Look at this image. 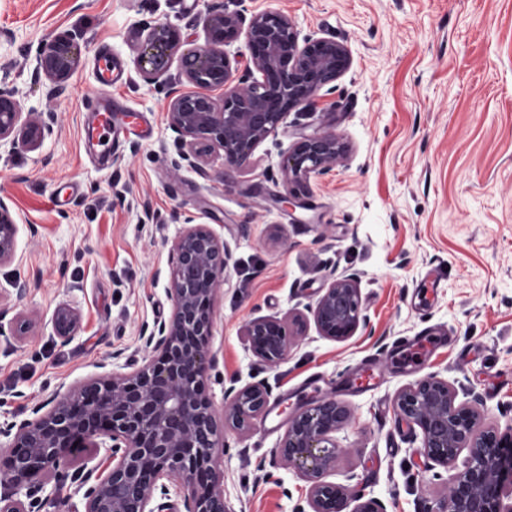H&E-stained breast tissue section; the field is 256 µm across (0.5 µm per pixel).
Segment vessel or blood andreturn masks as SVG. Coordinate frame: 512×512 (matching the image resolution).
<instances>
[{
    "instance_id": "1",
    "label": "vessel or blood",
    "mask_w": 512,
    "mask_h": 512,
    "mask_svg": "<svg viewBox=\"0 0 512 512\" xmlns=\"http://www.w3.org/2000/svg\"><path fill=\"white\" fill-rule=\"evenodd\" d=\"M96 78L103 87L102 92L88 98L83 107L90 114L86 137L99 159L111 157L114 144L130 129L125 120V110L119 99L111 95L112 87L122 79L119 65L110 52L99 51L95 59Z\"/></svg>"
}]
</instances>
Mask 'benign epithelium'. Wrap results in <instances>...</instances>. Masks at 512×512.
Segmentation results:
<instances>
[{"mask_svg": "<svg viewBox=\"0 0 512 512\" xmlns=\"http://www.w3.org/2000/svg\"><path fill=\"white\" fill-rule=\"evenodd\" d=\"M206 43L180 57L177 82L166 104L168 124L180 135L184 160L200 167L219 150L227 165L244 163L269 137L287 128L289 113L314 105L318 92L351 66L348 48L333 38H300L290 17L259 11L210 12ZM245 39L253 69L237 75L229 51ZM180 43L172 25L158 22L135 32L137 69L148 82L165 75ZM79 60L68 36L47 42L37 57V72L60 95ZM22 118L16 92L0 84V146L34 148L49 121ZM349 151L334 129L303 138L281 165L287 183L307 188L312 175L336 168ZM18 225L0 200V265L14 260ZM170 317L144 328L142 363L91 377L59 391L34 417L0 422V438L10 453L0 461V512H37L44 503L40 486L29 479L67 463L74 447L91 448L97 465L80 469L71 483L85 489L84 512H171L170 487L183 495L184 512H229L224 501V470L218 450L224 431H244L268 404L271 386L261 380L224 390V412L202 396V385L217 363L207 341L213 336L214 301L231 258L229 244L207 224H191L171 244ZM320 335L347 339L368 327L355 274L333 280L311 309ZM77 314L69 307L55 314L57 335L69 339ZM244 343L256 364L273 368L287 354L284 322L257 317L244 328ZM458 390L435 373L403 386L395 395L397 420L422 435L430 466L446 468L467 452L464 470L448 484L434 512H512V423L505 430L482 425L478 399L458 400ZM342 403L324 397L288 418L276 456L292 466L307 486L310 512H384L374 498L351 496L346 486L328 480L340 447L336 433L349 423ZM356 506H351L352 502Z\"/></svg>", "mask_w": 512, "mask_h": 512, "instance_id": "1", "label": "benign epithelium"}]
</instances>
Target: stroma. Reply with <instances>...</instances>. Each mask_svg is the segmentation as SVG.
I'll return each instance as SVG.
<instances>
[{
  "label": "stroma",
  "mask_w": 512,
  "mask_h": 512,
  "mask_svg": "<svg viewBox=\"0 0 512 512\" xmlns=\"http://www.w3.org/2000/svg\"><path fill=\"white\" fill-rule=\"evenodd\" d=\"M239 8L279 11L301 36L335 38L351 67L244 165L216 152L204 170H172L170 83L144 81L132 35L167 22L185 51L204 43L206 11ZM58 35L81 52L52 101L36 65ZM100 48L124 69L115 96L147 127L105 165L87 146L82 110L99 90ZM0 82L24 115H58L37 148H0V201L19 226L16 258L0 266V308L13 323L0 335L1 420L30 418L102 363L140 361L141 327L173 310L170 247L191 218L232 250L211 339L219 364L203 393L220 409L229 378L259 374L272 386L269 413L224 434L230 512L306 507V483L275 449L289 414L326 395L352 412L331 481L385 512H429L454 475L428 468L419 431L397 423L401 387L435 373L472 390L486 424L512 421V0H0ZM330 125L347 156L311 177L304 206H283V154ZM350 273L370 326L322 336L311 310ZM18 276L30 283L22 299L10 287ZM63 304L79 314L67 341L54 330ZM297 314L302 336L257 371L245 323Z\"/></svg>",
  "instance_id": "1"
}]
</instances>
